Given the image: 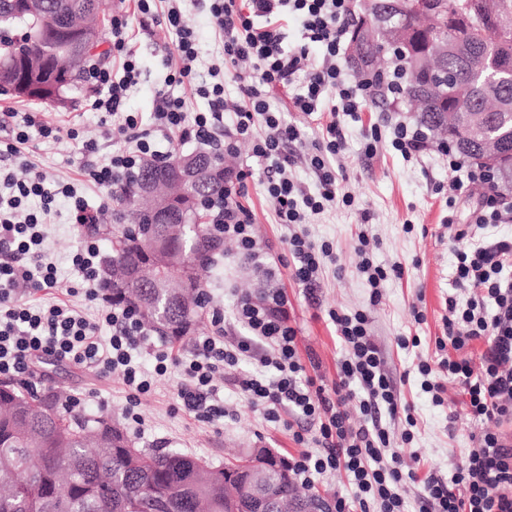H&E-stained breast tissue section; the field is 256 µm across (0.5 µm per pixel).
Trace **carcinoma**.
<instances>
[{"mask_svg": "<svg viewBox=\"0 0 512 512\" xmlns=\"http://www.w3.org/2000/svg\"><path fill=\"white\" fill-rule=\"evenodd\" d=\"M464 0H429L433 15L398 12L391 25L398 29L396 46L382 43L361 16L352 19L349 42H358L367 68L397 58L411 72L402 94L418 105L420 122L448 132V140L475 162L495 171L512 190V73L494 69L512 61V0H497V13L486 19H464ZM112 0H37L31 14L15 13L10 0H0V82L14 83L18 65L16 44L24 42L29 61H44L22 97L54 103L81 89L83 71L104 42ZM441 41L448 54L436 70L415 68L413 61L428 45ZM397 57H391V54ZM465 112L447 124L448 113ZM497 140L499 155L483 160V144ZM181 155L149 163L116 191L119 208L112 223L100 225L111 239L114 271L131 276L153 253L194 256L184 278L166 270L164 287L150 282L125 283L107 279L112 302L140 310L152 330L174 341L184 338L201 318L204 295L200 271L210 267L209 255L221 248L213 240L209 215L201 202L224 197V163L199 151L188 155L211 172L194 181L185 193L143 215L138 202L151 182L164 190L180 179ZM126 434L112 420L97 415L79 417L54 398L23 392L0 382V512H257L259 504L240 491L255 465H285L269 448H254L231 464L238 483L225 480L222 466L204 470L199 460L177 452H128ZM267 488L279 496L284 512L320 509L326 498L298 495L290 477L267 474Z\"/></svg>", "mask_w": 512, "mask_h": 512, "instance_id": "carcinoma-1", "label": "carcinoma"}]
</instances>
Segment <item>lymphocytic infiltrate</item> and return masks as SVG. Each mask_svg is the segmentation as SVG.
Here are the masks:
<instances>
[{"mask_svg": "<svg viewBox=\"0 0 512 512\" xmlns=\"http://www.w3.org/2000/svg\"><path fill=\"white\" fill-rule=\"evenodd\" d=\"M165 15H158L156 0H135L134 12L113 11L109 54L111 63H90L85 80L95 95L90 110L101 113L108 135L123 137L124 149L85 165L89 184L104 196L90 205L73 184L60 179L47 188L46 177L37 167L29 176H6L8 195L0 194V376L32 375L36 359L48 356L102 374L118 376L127 392L129 407H136L148 393L154 377L165 375L174 360L164 347L154 351L153 371L142 370L135 355L150 345L149 332L138 314L127 307L112 306L99 275V241L86 234L72 265L80 287L68 288L70 296H84L94 304L87 314L65 303L48 306L20 301L16 290L25 286L35 291L58 286L57 270L43 262L41 249L46 229L54 216L57 197L70 201V221L91 228L108 223L112 214L111 193L138 173L143 164L161 158L163 144L172 139H198L227 156L236 155L241 144L250 147L251 163L224 171V200L211 203L214 232L231 240L239 253L266 276H275L266 262L267 247L254 233V218L240 198L249 178H258L274 203L276 223L291 226L287 240L288 268L293 279L308 285L322 273L325 261H336L329 242H315L300 226L308 216L323 213L335 202L351 205L353 198L341 193L336 158L345 149L339 119L356 116L372 100L399 96L400 68H392L381 81L344 78L339 61L347 46V21L352 0H209L210 13L219 29L221 61L199 79L196 70L197 44L185 21L180 0H168ZM300 21L306 43L322 48L317 65H310L305 46L283 44L281 23ZM164 23L170 37L167 70L160 91L162 105L144 127L140 113L126 109L127 92L139 76L136 30ZM235 66L241 102H231L224 87L225 65ZM191 84L207 102L205 110L193 109L177 95L178 87ZM295 87L290 103L294 111L315 117L330 111L331 121L300 161L317 178L308 190L289 174L298 159L289 153L290 144L300 141V128L284 120L282 111L270 101L274 91ZM44 142L78 139L76 128L43 121L36 112L0 113V159L19 156L20 145L31 137ZM364 154L377 151L382 141L403 159L435 155L447 161L452 172L465 173L472 182H493L494 176L464 158L448 142H433L425 128L397 119L390 138L379 127L364 135ZM512 223V198L493 190L485 204L473 211L467 228L452 239L456 258L453 291L448 295L444 333L436 337L437 356L419 361L420 387L434 405H444V381L454 382L465 397L472 421L481 430L473 435L468 449L456 465L451 479L436 474L419 477L418 453L403 457L391 447L389 425L405 421L401 433L411 444L417 420L404 402L401 389L386 370L384 357L369 333L366 312L347 314L330 311L329 318L343 349L337 362V378L320 383L306 371L297 349V329L290 325L282 291L268 289L263 296L242 295L236 304V320L245 331L233 344L224 342V315L213 310L209 334L196 337L193 357L181 365L182 382L177 398L198 418L215 421L228 417L227 408L217 405L216 378H231L244 400L261 412L264 420L278 423L283 412L304 421L318 422L314 436L305 430L293 433L301 452L289 458L292 474L305 485L316 478L342 470L351 486L335 493L332 512H406L402 488L421 481L415 512H512V442L499 427L512 420V235L484 242L482 230ZM366 235H359L356 267L369 288V301L378 304L381 288L390 278H402L405 269L395 264H374ZM111 336L101 337L102 327ZM482 343L478 360L466 352ZM358 401L360 420H353L346 406Z\"/></svg>", "mask_w": 512, "mask_h": 512, "instance_id": "f902f5d3", "label": "lymphocytic infiltrate"}]
</instances>
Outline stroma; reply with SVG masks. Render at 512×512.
<instances>
[{"label": "stroma", "instance_id": "35a3bbf8", "mask_svg": "<svg viewBox=\"0 0 512 512\" xmlns=\"http://www.w3.org/2000/svg\"><path fill=\"white\" fill-rule=\"evenodd\" d=\"M185 15L195 32L202 65H209L218 48L217 27L207 0H187ZM169 36L164 27L141 35L137 44L140 76L128 94L127 108L150 115L159 106V91L166 71L163 59ZM82 93L68 94L60 103L45 104L0 93V109L14 112H46L64 125L78 129V140L62 139L48 147L29 142L22 148L24 159L39 165L47 177L56 176L80 185L89 202H96L98 189L84 184L82 167L90 157L83 150L84 142L97 143L98 157L118 150L119 145L104 139V128L98 113L87 111ZM413 116V106L404 99H379L367 103L357 117L346 118L345 154L341 160L342 178L339 185L353 198L352 206H337L326 215L312 218L308 232L318 241H331L338 256L336 267L327 268L314 292L292 278L288 259V229L274 223L273 204L258 183L248 185L243 203L255 216L257 237L268 246V263L278 268L275 280H267L262 272L247 263L237 253L233 243H225L224 260L205 279V290L212 304L224 311L227 335H241L242 330L233 316L238 295L259 296L268 288L280 289L288 300V314L298 330L301 358H312L309 375L332 381L337 374L341 348L336 329L328 317L330 310H365L374 342L382 350L388 369L394 375L413 369L418 356L430 357L435 351V338L443 333V318L455 258L448 247L453 231L443 222L445 199H458L460 223H467L470 213L484 199L486 188L481 183L457 186L456 177L442 160L425 156L407 161L382 144L376 155L367 156L361 150L362 133L370 126L389 132L395 115ZM58 215L47 230V252L63 277L55 292L34 291L31 303L40 304L50 298H65L66 289L77 282L71 256L83 236L78 225L68 219L65 200L57 202ZM371 222H364V215ZM368 231L377 242L374 258L389 266L395 263L405 268L403 278L389 279L378 305H370L369 289L356 273L359 256L354 243L360 231ZM419 307L425 314L424 323H415L411 309ZM417 336L420 346L407 350L397 345L398 337ZM41 381L38 394L57 395L59 401L80 398L90 414L112 417L120 424L133 445L143 449L180 452L214 466L246 454L250 449L265 446L283 457L296 454L298 446L292 434L280 424L266 422L235 392L234 386L217 380V402L234 407V418L224 423H210L195 417L177 401L175 393L180 382L177 368L157 379L151 392L142 396L137 408L138 419L125 412L126 390L115 376H99L94 370L67 362L44 360L37 366ZM404 397L413 404L417 425L411 446L403 454L418 450L428 467L442 477H450L455 464L471 447V435L478 427L464 410V397L455 385H448L445 406H433L416 379L402 385Z\"/></svg>", "mask_w": 512, "mask_h": 512}]
</instances>
